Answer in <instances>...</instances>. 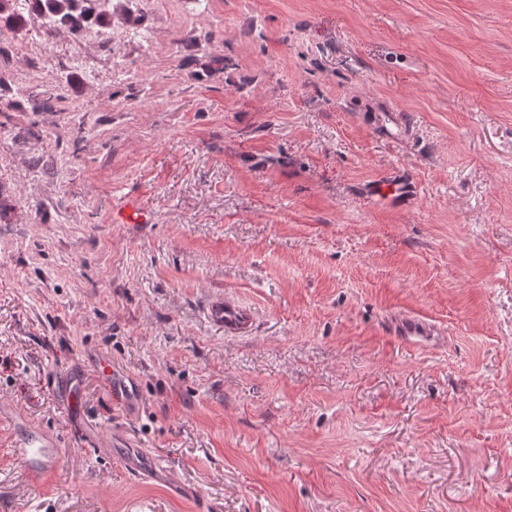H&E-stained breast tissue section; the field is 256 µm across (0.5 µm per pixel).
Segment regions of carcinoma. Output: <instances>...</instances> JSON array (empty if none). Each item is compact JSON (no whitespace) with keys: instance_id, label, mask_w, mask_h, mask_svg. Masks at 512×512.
<instances>
[{"instance_id":"carcinoma-1","label":"carcinoma","mask_w":512,"mask_h":512,"mask_svg":"<svg viewBox=\"0 0 512 512\" xmlns=\"http://www.w3.org/2000/svg\"><path fill=\"white\" fill-rule=\"evenodd\" d=\"M0 0V21L8 24L26 25L42 19L47 20L54 30L80 31L98 25L112 24V9L105 7L101 0H29L28 16L11 13L4 15V4ZM58 98L50 91H34L27 99L29 111L41 112L56 106Z\"/></svg>"}]
</instances>
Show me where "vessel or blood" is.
<instances>
[{"label": "vessel or blood", "mask_w": 512, "mask_h": 512, "mask_svg": "<svg viewBox=\"0 0 512 512\" xmlns=\"http://www.w3.org/2000/svg\"><path fill=\"white\" fill-rule=\"evenodd\" d=\"M211 314L228 329L241 328L247 321L245 312L230 302L216 306ZM98 366L112 384L113 398L132 405L138 402L137 387L115 373L110 359L99 358ZM0 417L9 418L20 435L17 451L24 462L28 480L34 484L40 482L58 463L57 438L42 426L30 422L25 414L15 411L10 404L0 403Z\"/></svg>", "instance_id": "obj_1"}]
</instances>
